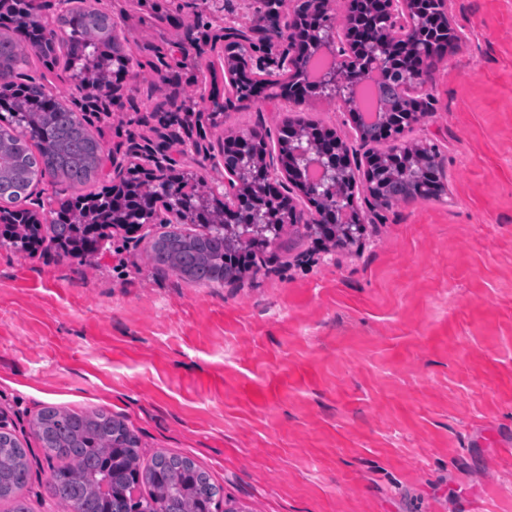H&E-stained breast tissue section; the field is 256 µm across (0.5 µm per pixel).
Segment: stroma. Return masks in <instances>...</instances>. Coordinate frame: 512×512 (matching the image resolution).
Returning a JSON list of instances; mask_svg holds the SVG:
<instances>
[{"mask_svg":"<svg viewBox=\"0 0 512 512\" xmlns=\"http://www.w3.org/2000/svg\"><path fill=\"white\" fill-rule=\"evenodd\" d=\"M180 3L105 0L144 67L90 129L109 147L174 139L177 169L213 181L225 127L285 114L255 103L212 122L210 8ZM157 4L184 28L148 24ZM448 6L461 39L409 136L443 151L452 203L384 209L349 250L286 226L254 247L276 262L208 287L152 269L154 226L114 229L91 265L0 248V423L29 450L31 512H60L33 428L51 405L112 412L142 464L190 458L223 512H512V0ZM165 39L190 56L160 78L145 62ZM163 92L199 117L166 122Z\"/></svg>","mask_w":512,"mask_h":512,"instance_id":"stroma-1","label":"stroma"}]
</instances>
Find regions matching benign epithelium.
Returning a JSON list of instances; mask_svg holds the SVG:
<instances>
[{"mask_svg":"<svg viewBox=\"0 0 512 512\" xmlns=\"http://www.w3.org/2000/svg\"><path fill=\"white\" fill-rule=\"evenodd\" d=\"M354 0H251L252 9L260 16L275 21L274 40L256 37V27L236 17L225 18L222 28L215 30L210 43L224 45L237 42L249 49L245 62L224 57V80L230 83L239 70L280 73L283 81L275 89L270 85L256 86L249 94L253 99L261 94L277 93L282 102L299 106L304 98L291 94V88L311 87L320 97L341 109L352 124L360 143H365L364 129L368 124L386 125L393 119L390 104L382 102L371 122L360 117L357 107V89L372 74L382 78L397 64L396 41L389 38L393 32L403 33L401 47L416 59L413 81L407 91L415 97L410 111L399 116L397 128L414 127L427 117V103L423 88L430 82L431 73L424 63L426 51L414 38L425 25L422 0H366L372 10L371 25L359 41L351 34ZM65 10L100 11L101 0H62ZM59 38L54 29L44 30L43 38L24 43L27 53L40 56L44 43ZM320 57L330 65L311 75L310 68ZM120 84L108 78L97 87V101L93 108L108 112L121 104ZM292 137L283 140L281 134L271 137L261 129L246 133L233 130L224 132V177L208 187L210 200L224 202L223 211L215 213L211 207L197 210L207 216L208 223L217 224L227 237L242 227L254 239L265 244L274 242L281 233L277 224L269 223L267 215L253 205V169L260 165L266 183L277 184L278 197L289 209L285 224H302L319 237L332 240L336 247L358 244L365 225V217L358 214L356 202L361 191H366V207L375 211L387 208V202L378 192L371 190L372 177L380 157L353 155L343 151L346 142L330 129L312 130L297 123L290 130ZM319 171L315 181L308 177L311 169ZM112 187L119 189L129 180L157 186L159 195L169 190L173 199L194 204L196 183L185 172L177 171L166 151L147 147L134 153L122 148L112 149ZM333 186L336 193L326 196L321 189ZM123 223L143 227L148 224H182L181 205L153 198V205L141 208L124 217Z\"/></svg>","mask_w":512,"mask_h":512,"instance_id":"7a95c632","label":"benign epithelium"}]
</instances>
